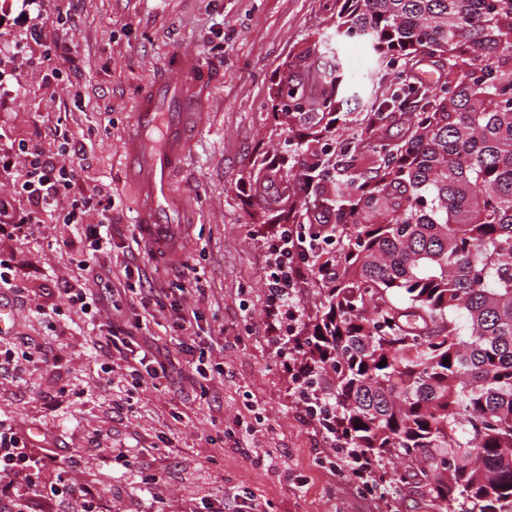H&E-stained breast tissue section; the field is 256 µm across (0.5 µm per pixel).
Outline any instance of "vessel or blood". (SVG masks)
Instances as JSON below:
<instances>
[{
	"instance_id": "1",
	"label": "vessel or blood",
	"mask_w": 512,
	"mask_h": 512,
	"mask_svg": "<svg viewBox=\"0 0 512 512\" xmlns=\"http://www.w3.org/2000/svg\"><path fill=\"white\" fill-rule=\"evenodd\" d=\"M164 68L162 78L142 84L118 150L125 178L141 200L134 217L139 240L157 262L173 258L184 241L188 205L174 193L172 181L204 128L215 80L192 53L169 54Z\"/></svg>"
}]
</instances>
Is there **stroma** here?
Masks as SVG:
<instances>
[{
	"label": "stroma",
	"mask_w": 512,
	"mask_h": 512,
	"mask_svg": "<svg viewBox=\"0 0 512 512\" xmlns=\"http://www.w3.org/2000/svg\"><path fill=\"white\" fill-rule=\"evenodd\" d=\"M335 28L326 0H0V200L15 217L29 212L21 185L30 142L63 163L62 138L70 136L80 169L76 185L39 213L40 233L0 224V259L17 267L20 287L11 296L20 315L10 336L14 360L0 375V420L29 431L33 452L53 450L60 466L79 460V480L110 488L111 512H199L206 492L223 498L224 512H238L247 497L261 512H442L414 484L392 496L360 494L357 479L327 456L316 416L298 409L299 379L268 315V247L283 226L260 198L277 196L288 175V133L274 123L269 92L304 46ZM60 36L72 61L55 75L46 55ZM173 50L220 69L222 81L176 180L194 213L187 241L179 263L162 268L131 236L134 200L117 151L139 83ZM338 52L357 92L346 109L357 115L374 92L373 55L361 43ZM263 160L275 177L259 196L249 175ZM90 194L112 202V282H123L128 265L157 288L175 287L184 264L202 271L205 298H188L199 313L195 349L223 343V376L197 383L182 362L164 391L143 387L131 396L132 412H113L127 394L118 354L97 329L107 317H89L65 294L96 285L68 244L100 216L66 220ZM37 345L59 363L28 361ZM114 448L129 450L135 470L161 476L156 489L109 464Z\"/></svg>",
	"instance_id": "35a3bbf8"
}]
</instances>
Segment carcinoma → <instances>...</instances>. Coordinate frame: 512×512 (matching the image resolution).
Segmentation results:
<instances>
[{"mask_svg":"<svg viewBox=\"0 0 512 512\" xmlns=\"http://www.w3.org/2000/svg\"><path fill=\"white\" fill-rule=\"evenodd\" d=\"M332 6L336 40L366 43L390 83L352 119L341 61L319 69L313 46L271 95L291 132L276 212L324 209L336 240L309 269L321 308L295 349L329 377L336 447L381 491L413 481L447 512H512V0ZM418 60L436 82L408 77Z\"/></svg>","mask_w":512,"mask_h":512,"instance_id":"cac0c4a2","label":"carcinoma"}]
</instances>
